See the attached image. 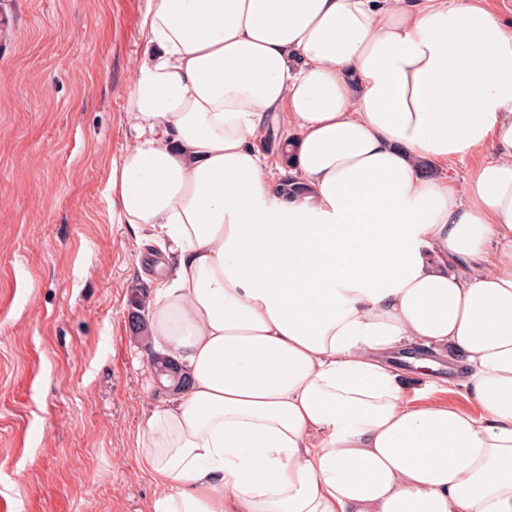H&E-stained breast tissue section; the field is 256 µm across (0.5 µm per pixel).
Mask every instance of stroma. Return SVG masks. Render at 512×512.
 Listing matches in <instances>:
<instances>
[{
    "mask_svg": "<svg viewBox=\"0 0 512 512\" xmlns=\"http://www.w3.org/2000/svg\"><path fill=\"white\" fill-rule=\"evenodd\" d=\"M144 0H0V505L148 512L135 435L170 396L148 377L132 297L151 291L107 169L130 142ZM454 373L408 397L473 404Z\"/></svg>",
    "mask_w": 512,
    "mask_h": 512,
    "instance_id": "obj_1",
    "label": "stroma"
}]
</instances>
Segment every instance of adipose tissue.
Here are the masks:
<instances>
[{
    "instance_id": "1",
    "label": "adipose tissue",
    "mask_w": 512,
    "mask_h": 512,
    "mask_svg": "<svg viewBox=\"0 0 512 512\" xmlns=\"http://www.w3.org/2000/svg\"><path fill=\"white\" fill-rule=\"evenodd\" d=\"M140 40L112 220L144 230L150 336L191 377L136 435L149 512H512V22L484 0H146ZM411 346L478 413L412 404L387 360ZM482 154H476L463 162H456L448 168L445 174L448 182L458 189H462L472 167L482 160Z\"/></svg>"
}]
</instances>
